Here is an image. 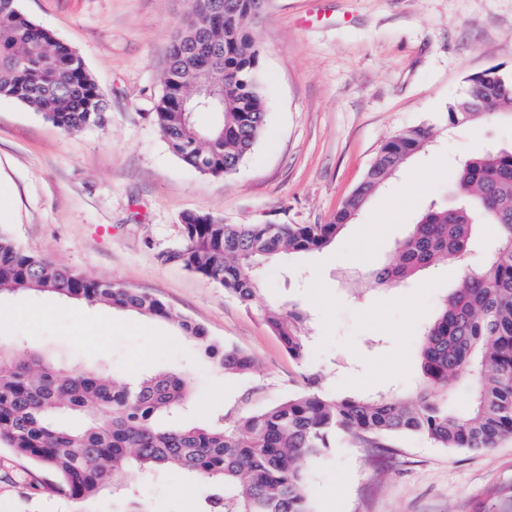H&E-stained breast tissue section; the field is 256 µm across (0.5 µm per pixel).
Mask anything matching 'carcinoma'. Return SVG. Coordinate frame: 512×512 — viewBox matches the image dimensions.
I'll return each instance as SVG.
<instances>
[{
	"label": "carcinoma",
	"mask_w": 512,
	"mask_h": 512,
	"mask_svg": "<svg viewBox=\"0 0 512 512\" xmlns=\"http://www.w3.org/2000/svg\"><path fill=\"white\" fill-rule=\"evenodd\" d=\"M192 0L193 22L173 39L156 124L170 150L202 175L236 172L262 134L267 95L262 50L251 24L254 0H221L224 27H214L208 4ZM209 32L203 42L197 31ZM208 66L224 83V118L199 128L181 112L195 96L187 77ZM465 94L448 104L446 123L512 120V74L467 79ZM0 98L13 99L65 132L99 126L106 102L83 59L37 25L18 0H0ZM431 128L392 136L361 183L326 224H188L183 265L224 287L256 310L288 356L304 363L309 340L303 315L260 306L256 268L332 244L403 163L420 151ZM459 204L432 207L398 244L391 264L375 274L393 283L443 260L461 265L460 284L422 334L419 390L409 399L376 392L336 398L313 375L303 387L229 425L188 423L181 415L189 383L174 372L143 373L131 385L92 370L73 369L45 356L0 349V445L60 477L74 499L110 486L121 492L135 477L179 471L197 483L191 512H312L301 459L316 457L345 437L356 446L387 451L391 440L423 436L450 451H489L512 435V150L466 158L455 173ZM492 224L498 243L480 268L466 257L479 229ZM53 293L176 324L226 373L245 375L252 354L208 336L149 293L89 279L24 251L0 229V294ZM469 405L454 404L457 386Z\"/></svg>",
	"instance_id": "carcinoma-1"
}]
</instances>
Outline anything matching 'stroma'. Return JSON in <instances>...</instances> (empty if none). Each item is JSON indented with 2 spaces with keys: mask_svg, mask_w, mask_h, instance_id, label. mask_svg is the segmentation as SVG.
I'll return each mask as SVG.
<instances>
[{
  "mask_svg": "<svg viewBox=\"0 0 512 512\" xmlns=\"http://www.w3.org/2000/svg\"><path fill=\"white\" fill-rule=\"evenodd\" d=\"M78 52L108 106L101 126L67 133L0 99V229L25 250L89 278L150 293L252 353L243 376L210 366L171 323L57 295L0 296V347L39 352L121 383L142 371L188 375L184 416L232 422L316 375L329 394L414 393L420 341L461 270L455 262L377 285L397 244L430 203L455 205L458 162L512 147V122L447 126L470 75L512 73V0H266L252 27L263 48L267 123L227 177L199 174L168 148L154 113L190 0H19ZM417 125L434 141L400 169L330 247L263 266L262 305L307 317L306 364L290 359L254 313L176 255L183 219L225 224H324L362 181L382 144ZM313 512H512V438L490 451H450L404 436L392 452L337 441L302 463ZM58 479L0 447V512H187L177 472L130 494L75 500Z\"/></svg>",
  "mask_w": 512,
  "mask_h": 512,
  "instance_id": "stroma-1",
  "label": "stroma"
}]
</instances>
